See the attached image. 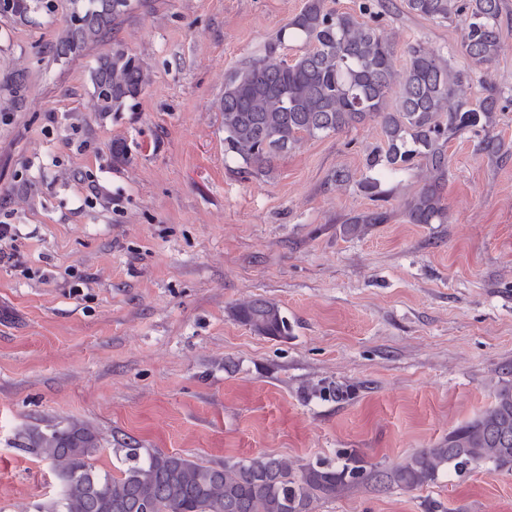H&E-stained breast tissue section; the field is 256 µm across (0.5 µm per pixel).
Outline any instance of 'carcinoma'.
Listing matches in <instances>:
<instances>
[{
  "label": "carcinoma",
  "mask_w": 512,
  "mask_h": 512,
  "mask_svg": "<svg viewBox=\"0 0 512 512\" xmlns=\"http://www.w3.org/2000/svg\"><path fill=\"white\" fill-rule=\"evenodd\" d=\"M69 20L53 44L59 59L83 54L106 36L133 8V0H68ZM408 12L438 22H456L461 53L472 64L493 62L501 48L502 0H405ZM54 0H0V14L27 22ZM374 0H361L359 13L330 9L326 0L304 6L279 30L264 55L224 77V145L248 172H270L280 153L316 138L379 123L385 148L366 164L389 172L416 161L425 184L405 207L411 224H442L441 191L448 181V141L476 127L486 128L504 108L503 92L485 88L472 106L469 72L456 70L421 45H411L396 68L392 44L374 23ZM301 38L308 49L288 62L278 54L285 37ZM93 110L101 116L122 112L143 92L149 75L141 61L114 41L90 70ZM386 220L382 212L353 216L350 235ZM236 317L264 336L286 338L288 320L278 306L252 299L235 308ZM28 447L49 462L62 484L59 497L39 512H316L319 503L348 489L414 490L435 483L441 471L463 474L489 464L512 473V380L500 382L493 404L448 433L434 448H422L392 466L367 462L353 452L334 468L297 465L276 455L205 465L178 454L122 444L121 475L96 468L102 452L94 432L72 420L49 431L26 432Z\"/></svg>",
  "instance_id": "cac0c4a2"
}]
</instances>
